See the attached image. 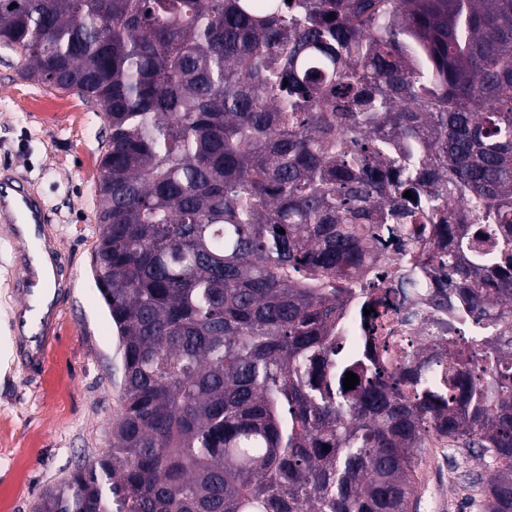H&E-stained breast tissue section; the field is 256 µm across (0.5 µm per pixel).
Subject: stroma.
<instances>
[{
    "instance_id": "35a3bbf8",
    "label": "stroma",
    "mask_w": 512,
    "mask_h": 512,
    "mask_svg": "<svg viewBox=\"0 0 512 512\" xmlns=\"http://www.w3.org/2000/svg\"><path fill=\"white\" fill-rule=\"evenodd\" d=\"M109 135L99 103L21 78L17 57L0 48V169L43 198L72 281L48 362L30 373L17 353L25 255L0 225V512H35L46 488L101 455L120 408L115 331L90 267ZM467 469L456 452L443 460L425 452L417 512H483L467 497Z\"/></svg>"
}]
</instances>
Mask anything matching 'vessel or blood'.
I'll use <instances>...</instances> for the list:
<instances>
[{
  "instance_id": "obj_1",
  "label": "vessel or blood",
  "mask_w": 512,
  "mask_h": 512,
  "mask_svg": "<svg viewBox=\"0 0 512 512\" xmlns=\"http://www.w3.org/2000/svg\"><path fill=\"white\" fill-rule=\"evenodd\" d=\"M47 222L45 204L34 190L13 178L0 179V223L9 225L14 240L21 245L27 256L18 281L23 310L34 316L44 330L56 318V305L45 298L36 268L37 262L44 259L50 263L58 290H66L71 285L62 257L46 232ZM24 354L31 368L43 369L48 359L47 337L25 341Z\"/></svg>"
}]
</instances>
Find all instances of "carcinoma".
I'll list each match as a JSON object with an SVG mask.
<instances>
[{
	"instance_id": "carcinoma-1",
	"label": "carcinoma",
	"mask_w": 512,
	"mask_h": 512,
	"mask_svg": "<svg viewBox=\"0 0 512 512\" xmlns=\"http://www.w3.org/2000/svg\"><path fill=\"white\" fill-rule=\"evenodd\" d=\"M0 47L110 130L121 408L36 512H412L434 440L512 512V0H0ZM419 309L413 303L407 302L405 311L399 307H396V310H390L381 320V328L374 336H431L434 329L422 320L417 321L413 326L404 322L407 313L411 316Z\"/></svg>"
}]
</instances>
